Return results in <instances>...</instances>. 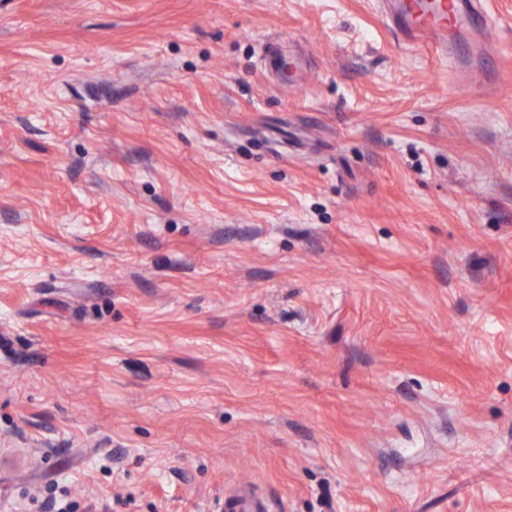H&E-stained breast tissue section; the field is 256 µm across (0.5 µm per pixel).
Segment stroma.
I'll list each match as a JSON object with an SVG mask.
<instances>
[{"label":"stroma","instance_id":"1","mask_svg":"<svg viewBox=\"0 0 512 512\" xmlns=\"http://www.w3.org/2000/svg\"><path fill=\"white\" fill-rule=\"evenodd\" d=\"M489 12L476 99L374 0H0V512H512ZM219 512H269L267 499L251 484H243L237 490L225 492L219 502Z\"/></svg>","mask_w":512,"mask_h":512}]
</instances>
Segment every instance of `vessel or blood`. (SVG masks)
<instances>
[{"label": "vessel or blood", "instance_id": "b4317fda", "mask_svg": "<svg viewBox=\"0 0 512 512\" xmlns=\"http://www.w3.org/2000/svg\"><path fill=\"white\" fill-rule=\"evenodd\" d=\"M382 16L403 43L442 53L451 67L462 57L480 54L491 31L481 0H380ZM218 512H270L253 485L225 493Z\"/></svg>", "mask_w": 512, "mask_h": 512}]
</instances>
